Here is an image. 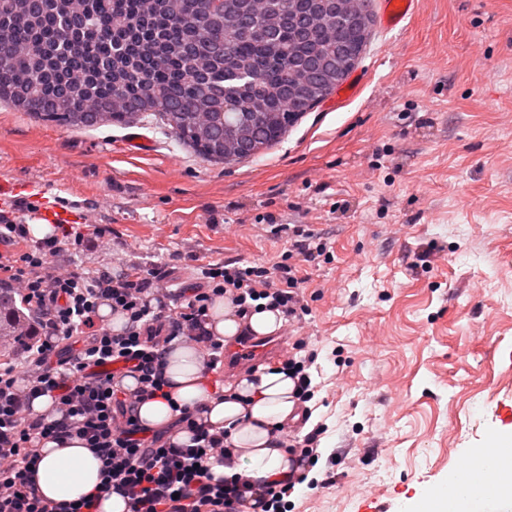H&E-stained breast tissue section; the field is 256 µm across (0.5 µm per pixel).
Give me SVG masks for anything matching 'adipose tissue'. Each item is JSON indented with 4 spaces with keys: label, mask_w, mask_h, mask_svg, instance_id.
<instances>
[{
    "label": "adipose tissue",
    "mask_w": 512,
    "mask_h": 512,
    "mask_svg": "<svg viewBox=\"0 0 512 512\" xmlns=\"http://www.w3.org/2000/svg\"><path fill=\"white\" fill-rule=\"evenodd\" d=\"M209 319L213 332L228 339L244 329L268 336L279 331L283 323L279 312L267 309L239 317L233 306L221 299L216 300ZM165 376L166 397L146 399L135 406L142 426L171 431L175 442H184L187 433L171 430L170 423L173 404L188 406L198 411L202 421L227 433L232 454L224 464L214 465L215 474H236L255 486L292 477L294 458L283 447L279 431L299 419L300 407L296 381L287 371L268 368L218 393L203 374L201 355L185 346L168 353ZM39 452L41 462L34 483L45 499L74 502L96 493L103 462L82 441H44Z\"/></svg>",
    "instance_id": "adipose-tissue-1"
}]
</instances>
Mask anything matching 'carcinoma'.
I'll return each mask as SVG.
<instances>
[{
    "label": "carcinoma",
    "mask_w": 512,
    "mask_h": 512,
    "mask_svg": "<svg viewBox=\"0 0 512 512\" xmlns=\"http://www.w3.org/2000/svg\"><path fill=\"white\" fill-rule=\"evenodd\" d=\"M336 0H0V103L78 129L155 122L214 162L255 156L342 83L371 36ZM0 289V328L15 334Z\"/></svg>",
    "instance_id": "1"
}]
</instances>
